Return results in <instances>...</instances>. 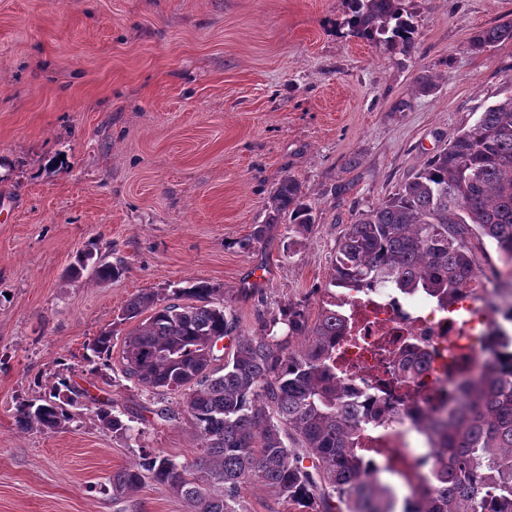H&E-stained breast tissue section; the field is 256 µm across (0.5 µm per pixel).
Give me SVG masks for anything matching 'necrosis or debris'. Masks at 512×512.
I'll return each instance as SVG.
<instances>
[{"mask_svg":"<svg viewBox=\"0 0 512 512\" xmlns=\"http://www.w3.org/2000/svg\"><path fill=\"white\" fill-rule=\"evenodd\" d=\"M344 307L350 325L336 344L337 369L359 403L383 412L380 423L363 425L361 446L369 460L413 486L410 465L425 445L420 428L455 401L460 365L477 371L492 347L502 363L512 362L499 337L503 331L512 336V264L464 288L446 306L387 288H363L345 295ZM399 353L417 362L405 386L392 381L388 370Z\"/></svg>","mask_w":512,"mask_h":512,"instance_id":"necrosis-or-debris-1","label":"necrosis or debris"}]
</instances>
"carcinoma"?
Returning a JSON list of instances; mask_svg holds the SVG:
<instances>
[{
    "label": "carcinoma",
    "instance_id": "cac0c4a2",
    "mask_svg": "<svg viewBox=\"0 0 512 512\" xmlns=\"http://www.w3.org/2000/svg\"><path fill=\"white\" fill-rule=\"evenodd\" d=\"M345 24L359 38L416 48L415 26L400 0H348ZM512 41V19L480 31L470 47L481 51ZM288 215L296 229L315 223L302 188L284 177L270 202L269 223ZM488 239L512 260V73L502 97L473 125L428 158L393 195L358 214L336 239L329 285L336 288L317 317L295 305L238 334L232 355L216 361V342L236 330L214 301L208 281H193L171 302L139 293L124 307L125 320L141 318L127 335L124 372L147 390L184 395L183 408L201 440L189 464L151 452L112 473V498H124L149 480L175 489L188 512H242V490L262 483L290 512H512V378L490 371L461 386L460 406L434 427L441 453L415 459L420 483L395 509L393 489L367 473L360 454L362 423L379 415L361 413L339 388L336 339L349 328L336 292L392 288L405 297L423 296L445 306L481 274L471 238ZM91 269L98 281L115 280L120 263L76 256L74 277ZM186 297L190 304H180ZM301 339L295 351L277 339V324ZM93 373L107 365L112 334L90 345ZM85 393L61 377L48 395L17 405L25 430L57 429L77 418ZM103 427L126 436L131 426L97 408ZM311 460L312 467L304 466Z\"/></svg>",
    "mask_w": 512,
    "mask_h": 512
}]
</instances>
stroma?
I'll return each mask as SVG.
<instances>
[{
	"instance_id": "obj_1",
	"label": "stroma",
	"mask_w": 512,
	"mask_h": 512,
	"mask_svg": "<svg viewBox=\"0 0 512 512\" xmlns=\"http://www.w3.org/2000/svg\"><path fill=\"white\" fill-rule=\"evenodd\" d=\"M416 49L350 33L346 0H0V512H186L114 471L200 445L182 397L123 372L121 313L141 292L219 286L238 332L288 305L317 316L336 240L494 103L512 43L473 51L512 0H402ZM435 84L417 92V75ZM292 176L315 222L269 221ZM263 237L243 247L257 227ZM121 259L70 278L79 252ZM112 334L108 367L87 346ZM67 377L76 421L20 429L19 400ZM134 429L120 438L95 409Z\"/></svg>"
}]
</instances>
